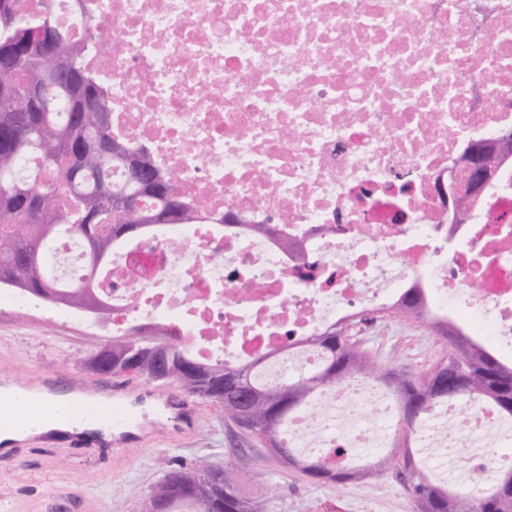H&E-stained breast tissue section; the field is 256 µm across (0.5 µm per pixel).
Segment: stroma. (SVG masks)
<instances>
[{"label":"stroma","mask_w":512,"mask_h":512,"mask_svg":"<svg viewBox=\"0 0 512 512\" xmlns=\"http://www.w3.org/2000/svg\"><path fill=\"white\" fill-rule=\"evenodd\" d=\"M112 335L109 319L89 317L76 326L38 313L0 307V379L24 386L46 385L95 391L88 359ZM351 339L378 364L419 377L448 349L428 324L386 317ZM139 434L108 446L48 440L20 446V456L0 476V512H140L141 504L166 473L198 461L231 463L242 490L260 512H412L401 479L402 458L387 453L370 462L369 476L336 487L281 466L256 437L199 404V424L159 417L156 402L182 395L172 383L139 379Z\"/></svg>","instance_id":"35a3bbf8"}]
</instances>
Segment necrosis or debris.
I'll use <instances>...</instances> for the list:
<instances>
[{
    "mask_svg": "<svg viewBox=\"0 0 512 512\" xmlns=\"http://www.w3.org/2000/svg\"><path fill=\"white\" fill-rule=\"evenodd\" d=\"M83 38L112 130L146 148L193 218L126 246L105 292L112 331L163 323L203 358L266 357L280 380L319 354L288 348L362 327L405 288L467 334L512 350V158L453 223L448 173L468 141L512 130V0H52ZM226 215V224L213 223ZM284 224L302 250L248 232ZM469 411L466 429L457 419ZM396 406L352 380L293 416L290 447L351 466L391 445ZM490 406L451 401L419 429L424 462L482 491L512 456Z\"/></svg>",
    "mask_w": 512,
    "mask_h": 512,
    "instance_id": "obj_1",
    "label": "necrosis or debris"
}]
</instances>
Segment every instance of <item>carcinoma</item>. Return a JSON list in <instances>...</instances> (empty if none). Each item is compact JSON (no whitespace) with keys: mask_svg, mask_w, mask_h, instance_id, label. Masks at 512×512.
I'll list each match as a JSON object with an SVG mask.
<instances>
[{"mask_svg":"<svg viewBox=\"0 0 512 512\" xmlns=\"http://www.w3.org/2000/svg\"><path fill=\"white\" fill-rule=\"evenodd\" d=\"M91 43L74 42L56 21L50 0L25 10L23 0H0V57L13 68L0 71V127L18 130L19 137L0 144V285L19 284L44 300L70 308L107 309L95 288L104 280L101 270L112 268L123 243L152 237L166 224L191 219L189 194L160 169L151 155L127 146L101 125L102 108H111L85 53L104 42L101 22L88 19ZM58 37L56 51L71 63L73 73L53 80L42 60L27 50L39 44L44 32ZM48 83L46 102L36 112L17 107L27 88ZM31 155L42 167L22 176L18 164ZM149 170L157 179L136 181L132 170ZM124 174L112 182V170ZM115 194L134 195L153 202L150 209L132 212L112 209ZM80 239L88 260L85 277L68 288L59 287L43 271L52 242L61 236ZM396 315L415 323L428 320L422 289L407 288L396 304ZM320 354L317 367L272 384L263 382L258 363L203 360L188 349L185 337L162 326L135 327L114 335L105 347L112 353V373L136 374L176 383L193 396L218 408L237 425L259 438L279 463L300 470L322 483L343 485L357 477L346 467L321 457L307 458L288 447L281 431L316 393L354 377L381 380L393 393L406 432L413 434L437 404L451 400L490 405L512 419V363L460 333L448 342L450 353L428 375L414 379L378 367L351 343L341 327L331 325L305 339ZM405 484L413 512H512V468L498 472L477 496H468L433 479L406 450ZM142 512H256L254 502L238 488L233 466L224 464V485L208 480L204 467L169 471L156 485Z\"/></svg>","mask_w":512,"mask_h":512,"instance_id":"cac0c4a2","label":"carcinoma"}]
</instances>
